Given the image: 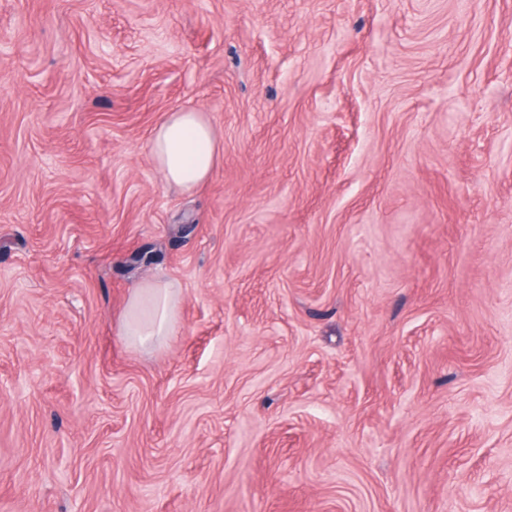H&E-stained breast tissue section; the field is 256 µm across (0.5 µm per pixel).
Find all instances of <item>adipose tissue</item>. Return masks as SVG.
Returning <instances> with one entry per match:
<instances>
[{"instance_id": "obj_1", "label": "adipose tissue", "mask_w": 512, "mask_h": 512, "mask_svg": "<svg viewBox=\"0 0 512 512\" xmlns=\"http://www.w3.org/2000/svg\"><path fill=\"white\" fill-rule=\"evenodd\" d=\"M155 165L168 184L191 190L212 175L220 157L217 134L204 113L179 110L169 113L150 140ZM178 300L172 284L144 283L134 292L120 333L147 342L178 332Z\"/></svg>"}]
</instances>
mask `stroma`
Segmentation results:
<instances>
[{
    "label": "stroma",
    "mask_w": 512,
    "mask_h": 512,
    "mask_svg": "<svg viewBox=\"0 0 512 512\" xmlns=\"http://www.w3.org/2000/svg\"><path fill=\"white\" fill-rule=\"evenodd\" d=\"M0 512H512V0H0ZM150 152L168 184L192 190L212 175L220 144L204 112L179 110L155 128ZM171 283L150 281L134 292L120 327V336L144 343L156 336H176L178 300Z\"/></svg>",
    "instance_id": "1"
}]
</instances>
